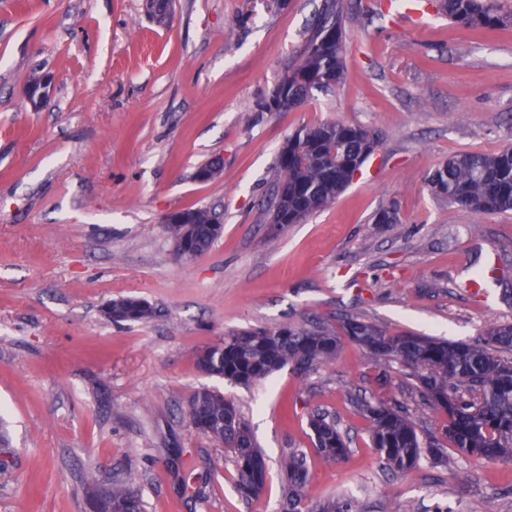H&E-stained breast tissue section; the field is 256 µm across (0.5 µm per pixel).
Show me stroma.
<instances>
[{"label":"stroma","instance_id":"obj_1","mask_svg":"<svg viewBox=\"0 0 512 512\" xmlns=\"http://www.w3.org/2000/svg\"><path fill=\"white\" fill-rule=\"evenodd\" d=\"M323 0H175L163 26L142 0H0V512H85L123 483L145 512H280V464L305 453L300 508L350 497L363 512H512V458L445 443L395 477L369 439L360 399L405 407L422 441L446 413L423 404L408 368L387 384L366 351L249 387L206 375L198 353L237 330L339 328L474 342L512 324V211L478 214L437 197L448 157L512 145V26L489 33L436 0H338L345 78L283 112L257 111L293 66ZM51 78L40 110L30 75ZM342 122L378 145L349 186L302 222L270 224L281 146ZM221 159L220 175L197 181ZM223 216L221 238L177 259L176 209ZM396 211L382 223L380 212ZM492 268L487 296L463 283ZM134 295L156 316L113 323ZM234 401L268 465L256 499L235 488L224 447L197 433L199 388ZM329 415L348 456L320 459L308 426Z\"/></svg>","mask_w":512,"mask_h":512}]
</instances>
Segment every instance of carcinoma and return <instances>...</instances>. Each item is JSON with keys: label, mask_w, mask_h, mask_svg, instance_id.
<instances>
[{"label": "carcinoma", "mask_w": 512, "mask_h": 512, "mask_svg": "<svg viewBox=\"0 0 512 512\" xmlns=\"http://www.w3.org/2000/svg\"><path fill=\"white\" fill-rule=\"evenodd\" d=\"M439 9L455 23L480 31L512 25V4L503 0H439ZM345 31L337 0H325L310 37L288 75L271 96L258 104L261 112H281L302 103L314 90L328 92L341 83L345 70ZM375 142L360 127L344 123L307 126L288 138L278 154L271 219L303 220L334 201L374 152ZM435 194L478 214L512 211V147L496 153L471 151L455 155L430 177ZM195 224L194 249H208L219 239L213 225L217 214L188 208ZM156 315L148 301L131 296L112 301L110 320L144 322ZM341 329L374 361L376 380H390L389 362L412 370L426 404L448 414L443 436L460 452L484 460L512 457V361L499 355L512 350V324L487 330L477 344L410 334L389 336L379 327L346 318ZM339 337L326 326L282 327L277 331L250 329L224 337L204 348L197 365L210 364L212 373L234 384L249 386L290 367L304 373L332 361ZM198 418L211 421L204 435L233 455L235 487L244 498L260 496L266 485L265 460L233 401L218 390L203 387L191 400ZM370 421L369 437L383 464L399 476L425 457L444 460L438 440L422 443L406 411L383 401L360 400ZM318 454L327 463L344 459L349 440L323 412L310 416ZM281 504L284 512H301L308 479L306 456L293 450L281 462ZM112 512H143L140 497L124 484L111 487ZM313 512H358L350 498L327 501Z\"/></svg>", "instance_id": "1"}]
</instances>
